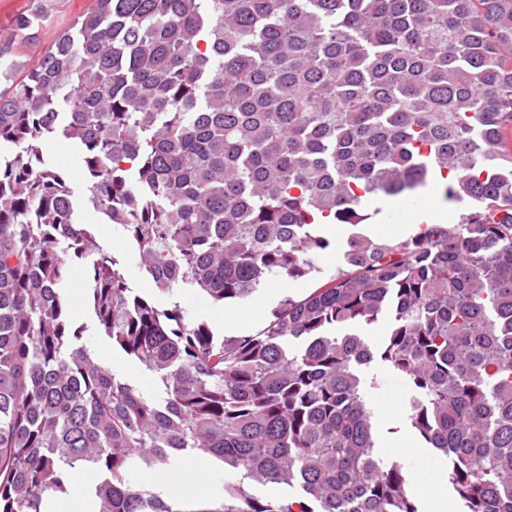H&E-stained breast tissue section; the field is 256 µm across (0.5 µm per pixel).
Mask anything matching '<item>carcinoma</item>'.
Wrapping results in <instances>:
<instances>
[{
    "label": "carcinoma",
    "instance_id": "obj_1",
    "mask_svg": "<svg viewBox=\"0 0 512 512\" xmlns=\"http://www.w3.org/2000/svg\"><path fill=\"white\" fill-rule=\"evenodd\" d=\"M40 22L0 40V512H44L78 469L102 476L95 512H421L377 450L373 364L407 377L460 512H512V0H93L30 66ZM54 135L157 292L222 305L314 277L324 225L362 223L368 196L473 208L352 234L335 275L221 338L129 288ZM87 257L101 335L162 400L80 345L64 285ZM194 450L242 471L221 500L132 486Z\"/></svg>",
    "mask_w": 512,
    "mask_h": 512
}]
</instances>
